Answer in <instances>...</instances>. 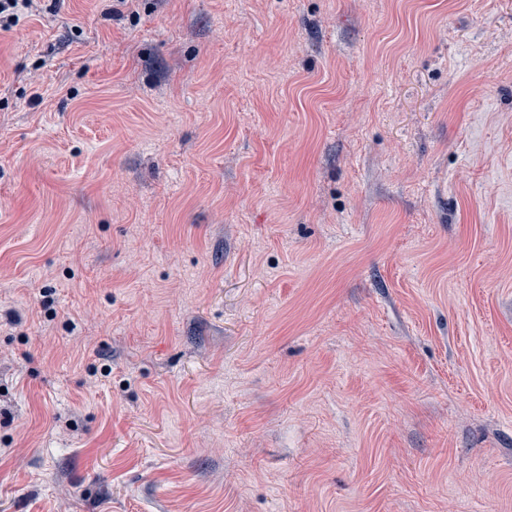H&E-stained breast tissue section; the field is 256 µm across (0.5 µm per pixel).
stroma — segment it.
<instances>
[{"label":"stroma","instance_id":"obj_1","mask_svg":"<svg viewBox=\"0 0 512 512\" xmlns=\"http://www.w3.org/2000/svg\"><path fill=\"white\" fill-rule=\"evenodd\" d=\"M112 5L0 31V512H512V0Z\"/></svg>","mask_w":512,"mask_h":512}]
</instances>
